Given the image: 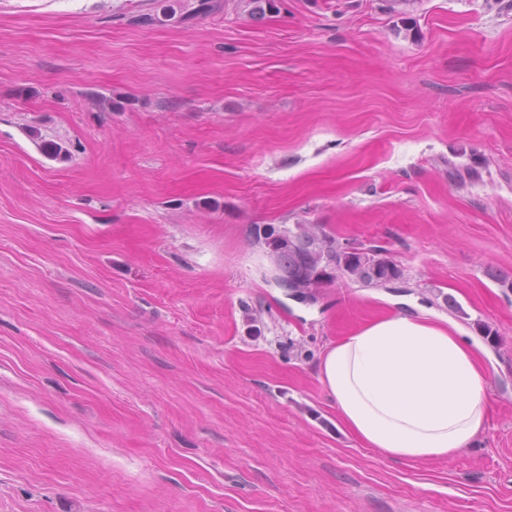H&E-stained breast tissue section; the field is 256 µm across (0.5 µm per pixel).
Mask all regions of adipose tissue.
I'll return each mask as SVG.
<instances>
[{
    "instance_id": "adipose-tissue-1",
    "label": "adipose tissue",
    "mask_w": 512,
    "mask_h": 512,
    "mask_svg": "<svg viewBox=\"0 0 512 512\" xmlns=\"http://www.w3.org/2000/svg\"><path fill=\"white\" fill-rule=\"evenodd\" d=\"M485 354L430 311L396 313L327 346L318 377L367 447L397 460L449 458L485 428Z\"/></svg>"
}]
</instances>
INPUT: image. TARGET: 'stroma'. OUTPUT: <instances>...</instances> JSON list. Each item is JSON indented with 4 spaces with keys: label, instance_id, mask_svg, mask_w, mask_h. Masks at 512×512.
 <instances>
[{
    "label": "stroma",
    "instance_id": "35a3bbf8",
    "mask_svg": "<svg viewBox=\"0 0 512 512\" xmlns=\"http://www.w3.org/2000/svg\"><path fill=\"white\" fill-rule=\"evenodd\" d=\"M185 1L0 0V512H512V0ZM253 224L403 280L288 298ZM421 308L489 415L406 463L318 365Z\"/></svg>",
    "mask_w": 512,
    "mask_h": 512
}]
</instances>
